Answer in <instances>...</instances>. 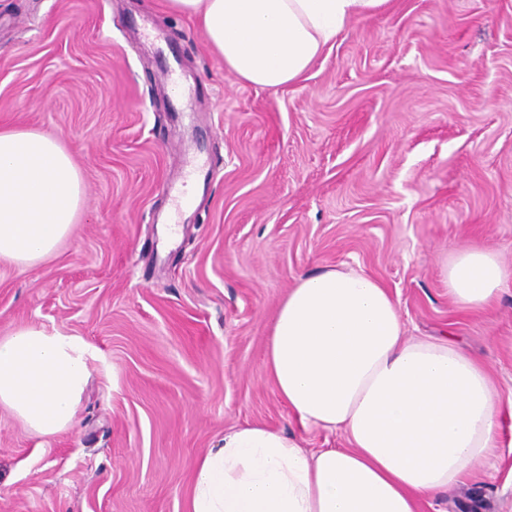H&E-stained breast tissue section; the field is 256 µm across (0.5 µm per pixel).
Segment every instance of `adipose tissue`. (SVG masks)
<instances>
[{
    "label": "adipose tissue",
    "instance_id": "1",
    "mask_svg": "<svg viewBox=\"0 0 512 512\" xmlns=\"http://www.w3.org/2000/svg\"><path fill=\"white\" fill-rule=\"evenodd\" d=\"M389 0H166L195 18L241 81L302 79L351 22ZM84 204L60 139L0 124V261L53 254ZM463 310L492 305L507 277L493 251L469 248L443 270ZM94 355L83 337L21 327L0 337V407L43 436L70 426ZM264 367L303 425L341 431L315 452L258 423L233 427L199 461L188 512H420L498 445L486 366L462 346L407 335L378 279L329 266L299 277L280 302Z\"/></svg>",
    "mask_w": 512,
    "mask_h": 512
}]
</instances>
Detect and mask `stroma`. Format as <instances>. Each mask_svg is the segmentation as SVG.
<instances>
[{
    "label": "stroma",
    "mask_w": 512,
    "mask_h": 512,
    "mask_svg": "<svg viewBox=\"0 0 512 512\" xmlns=\"http://www.w3.org/2000/svg\"><path fill=\"white\" fill-rule=\"evenodd\" d=\"M0 122L57 135L86 205L50 257L0 262V337L95 349L75 424L44 437L0 408V512H187L225 430L305 448L263 365L300 276L381 280L408 335L464 346L512 397V277L493 310L448 296L472 246L512 270V0H389L301 81L251 86L164 0H0ZM500 446L421 512H512Z\"/></svg>",
    "instance_id": "1"
}]
</instances>
